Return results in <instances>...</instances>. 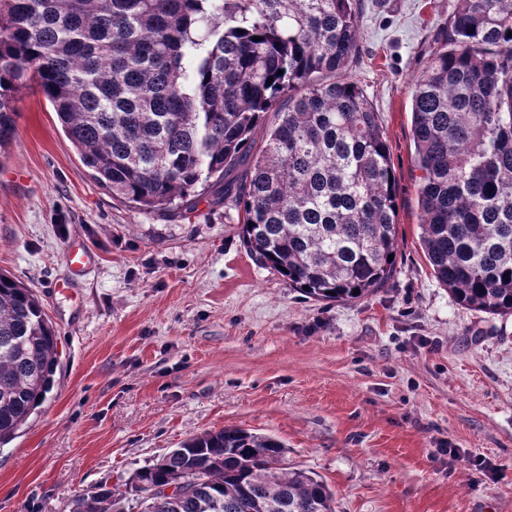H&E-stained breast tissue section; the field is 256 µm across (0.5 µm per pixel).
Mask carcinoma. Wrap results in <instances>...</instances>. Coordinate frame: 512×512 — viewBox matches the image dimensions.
Returning <instances> with one entry per match:
<instances>
[{"mask_svg": "<svg viewBox=\"0 0 512 512\" xmlns=\"http://www.w3.org/2000/svg\"><path fill=\"white\" fill-rule=\"evenodd\" d=\"M359 2L0 0V149L16 138L14 90L34 81L113 197L190 213L209 189L239 209L250 254L284 267L288 287L359 301L394 276L397 248L378 113L356 82L336 79L357 58ZM509 31L512 0H457L412 99L422 248L461 306L492 316L512 315ZM59 367L34 291L0 272V447ZM286 453L269 435L205 431L125 491L77 495L72 512H115L121 493L142 512H335L326 483ZM171 485L179 492L165 493Z\"/></svg>", "mask_w": 512, "mask_h": 512, "instance_id": "obj_1", "label": "carcinoma"}]
</instances>
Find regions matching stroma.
<instances>
[{"instance_id":"1","label":"stroma","mask_w":512,"mask_h":512,"mask_svg":"<svg viewBox=\"0 0 512 512\" xmlns=\"http://www.w3.org/2000/svg\"><path fill=\"white\" fill-rule=\"evenodd\" d=\"M455 0H361L347 71L380 116L397 184L392 280L357 302L289 288L248 254L236 208L147 212L97 183L34 83L0 158V270L31 286L61 376L0 447V512H71L193 435L281 440L336 512H512V316L458 304L420 243L411 101ZM97 260L75 277L71 240ZM484 459L479 471L447 449Z\"/></svg>"}]
</instances>
